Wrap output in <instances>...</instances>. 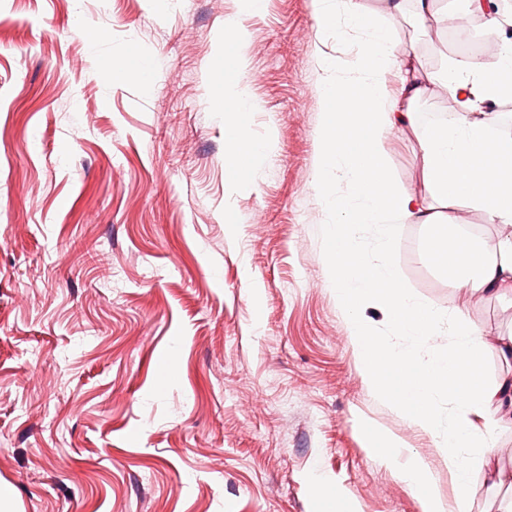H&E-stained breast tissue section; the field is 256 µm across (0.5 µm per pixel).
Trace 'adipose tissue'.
Returning <instances> with one entry per match:
<instances>
[{"label": "adipose tissue", "mask_w": 512, "mask_h": 512, "mask_svg": "<svg viewBox=\"0 0 512 512\" xmlns=\"http://www.w3.org/2000/svg\"><path fill=\"white\" fill-rule=\"evenodd\" d=\"M393 72L398 83L392 87ZM506 72H512L511 38L495 57H451L435 75L416 54L395 60L388 38L374 27L355 77L331 73L323 85L327 109L319 172L325 202L336 212L335 223L324 227L336 304L370 386L433 436L458 487L453 503L436 492L428 463L419 458L399 463V438L366 420L359 430L365 447L415 492L421 512H472L468 475L473 469L487 471L495 486L512 489V471L495 467V444L488 434L496 423L512 424V373L490 384L477 382V359L487 343L483 332L465 327L459 308L443 313L416 297L391 258L397 225L424 224L429 228L424 248L446 271L459 298L512 294V138L488 117L490 108L512 97V84L501 80ZM435 92L455 99L456 111L447 122H434L416 108ZM221 105L227 135L238 147L226 161L228 168L271 153V142L260 144L249 135L256 106L240 92L238 81H224ZM400 126L415 137L435 203L408 193L391 175L388 142ZM342 182L354 189L353 200L337 196ZM463 196L486 213L489 223L506 226L493 245L461 234L456 219L437 222L435 206L454 210ZM370 303L387 312L410 347L399 348L375 333L361 311ZM447 329L454 335L448 348H427L429 339Z\"/></svg>", "instance_id": "obj_1"}]
</instances>
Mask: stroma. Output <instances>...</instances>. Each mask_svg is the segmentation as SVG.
Listing matches in <instances>:
<instances>
[{
    "mask_svg": "<svg viewBox=\"0 0 512 512\" xmlns=\"http://www.w3.org/2000/svg\"><path fill=\"white\" fill-rule=\"evenodd\" d=\"M396 58L447 57L445 31L361 0ZM315 0H0V489L14 512H420L369 454L365 418L456 489L432 437L368 385L328 273L324 64L365 39L313 27ZM244 28L260 177L230 178L218 86ZM105 32L106 40L90 43ZM135 49L154 83L113 82ZM403 187L428 190L408 130ZM237 232H229V225ZM399 229L405 284L512 331V296L460 302ZM176 358L173 373L160 364Z\"/></svg>",
    "mask_w": 512,
    "mask_h": 512,
    "instance_id": "35a3bbf8",
    "label": "stroma"
}]
</instances>
